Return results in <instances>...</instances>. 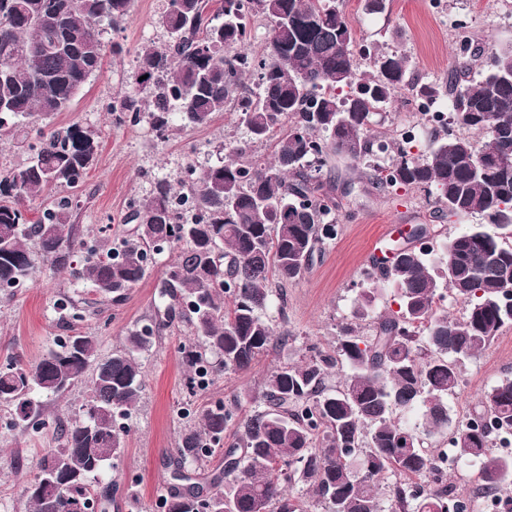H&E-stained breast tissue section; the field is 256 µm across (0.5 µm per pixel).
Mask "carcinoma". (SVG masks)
<instances>
[{
    "mask_svg": "<svg viewBox=\"0 0 512 512\" xmlns=\"http://www.w3.org/2000/svg\"><path fill=\"white\" fill-rule=\"evenodd\" d=\"M224 2L169 0L159 18L166 43L139 52L112 111L134 123L146 115L165 138L176 114L182 126L203 128L231 109L252 142L274 141L273 160H255L244 147L199 177L157 179L127 216L133 227L125 235L89 242L73 224L71 196L39 208L27 201L76 188L97 162L94 128L42 129L101 70L98 24L124 20L132 0H0V133L39 134L28 163L0 177V291L12 296L26 287L39 259L116 305L155 256L177 253L158 284L164 309L128 330L110 355H99L93 334L75 332L32 363L0 364V406L22 432L44 415V398L78 386L89 392L78 414L55 420L56 446L40 461L62 480L79 477L86 512L111 505L101 482L126 445L118 419L138 406L139 355L159 329L178 319L192 335L181 345L191 394L212 374L247 372L269 349L288 345L287 321L267 310L273 292L301 281L314 253L338 234L335 187L324 176L333 159L366 163L379 189L422 190L438 212L480 214L512 235V46L491 53L480 78L451 96L446 80L416 91L430 101L451 98L452 121L482 133V144L446 133L411 156L400 142L372 136L385 121L383 107L409 85L407 56L370 52L373 74L358 73L339 0H238L230 20ZM256 17L270 23L279 54L248 49ZM253 76L254 95L245 85ZM177 194L193 218L174 209ZM434 242L436 231L421 225L415 244L391 243V264L365 270L366 287L336 346H311L300 362L272 368L258 407L246 410L236 397L182 415L168 460L182 484L170 487L165 512H465L442 482L447 444L461 461L477 463L483 488H512V455L494 451V432L512 434V378L486 390L448 431V396L459 387L462 361L512 327V245L480 226ZM386 286L398 298L395 313L378 309ZM448 296L464 304L461 318L438 305ZM338 365L348 373L330 386ZM411 410L421 411V426L396 420ZM437 436L438 445L427 443ZM217 452L224 468L203 472ZM188 463L202 472H184ZM388 474L395 481L380 484ZM298 483L307 496L288 494ZM26 492L28 512H73L38 480Z\"/></svg>",
    "mask_w": 512,
    "mask_h": 512,
    "instance_id": "obj_1",
    "label": "carcinoma"
}]
</instances>
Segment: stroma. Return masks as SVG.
<instances>
[{
    "label": "stroma",
    "mask_w": 512,
    "mask_h": 512,
    "mask_svg": "<svg viewBox=\"0 0 512 512\" xmlns=\"http://www.w3.org/2000/svg\"><path fill=\"white\" fill-rule=\"evenodd\" d=\"M380 13H369L367 0H343L345 16L353 29V51L360 73L372 70L365 49L380 48L407 55L412 84L449 77L453 56L462 41L473 51L469 70L459 84L478 79L491 50L512 45V0H383ZM168 0H133L129 16L117 29L105 30L106 43L120 44L119 55L104 59L76 95L69 111L52 119L61 128L78 122L101 133L97 163L83 177L74 195L78 200L75 222L85 237L100 236L103 227L120 231L138 201L148 196L156 179L184 174L187 167L204 169L218 163L221 148L248 146L252 157L270 159L272 148L254 143L231 112H224L205 128H182L165 139L157 137L147 121H116L112 101L127 88L136 69L137 55L147 46L163 45L167 33L158 23ZM410 87L387 104L390 119L379 131L400 136L407 128H419L407 151L419 154L431 143L432 132L415 108ZM331 178L336 185L338 235L328 241L313 266L295 285L284 288L283 300H272L269 313L285 311L292 332L285 348H274L246 373L221 372L212 383L188 395L179 353L187 338L176 324L160 332L154 346L140 356L145 387L139 410L126 422L127 447L114 461L111 512H163L162 499L172 484L167 467L174 453L180 413L187 402L205 405L240 397L251 401L261 391L263 377L272 367L298 360L306 347L327 348L349 316L352 301L362 286L363 272L373 260L384 257L393 239L412 226L437 223L442 239L469 231L483 223L482 215L435 221L436 205L417 189H376L361 169L336 160ZM171 253L158 255L149 275L118 305H99L73 324L61 322L54 309L57 298L76 303L95 297L65 274L38 265L33 280L15 295L0 294V361L20 354L35 361L58 336L70 330L89 331L99 338V351L109 354L127 331L147 323L158 301L157 284ZM512 378V328L503 330L477 356L461 365V383L448 398L451 424L465 421L485 390L502 378ZM54 445L51 428L20 433L0 426V512H22L25 489L38 471V463Z\"/></svg>",
    "instance_id": "35a3bbf8"
}]
</instances>
